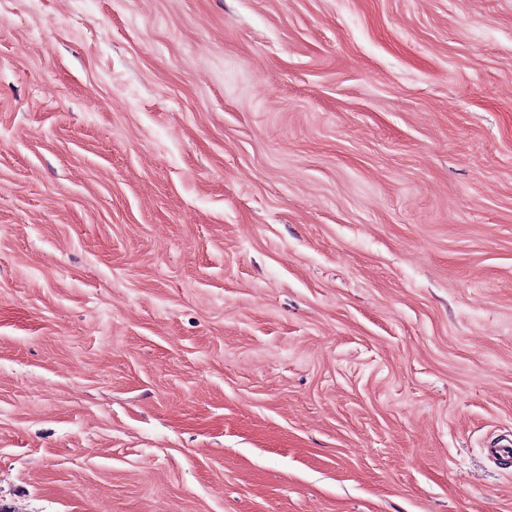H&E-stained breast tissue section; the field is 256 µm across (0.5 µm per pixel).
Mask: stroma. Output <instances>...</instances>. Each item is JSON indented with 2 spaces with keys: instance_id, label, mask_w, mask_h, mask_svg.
<instances>
[{
  "instance_id": "1",
  "label": "stroma",
  "mask_w": 512,
  "mask_h": 512,
  "mask_svg": "<svg viewBox=\"0 0 512 512\" xmlns=\"http://www.w3.org/2000/svg\"><path fill=\"white\" fill-rule=\"evenodd\" d=\"M512 0H0L5 512H512Z\"/></svg>"
}]
</instances>
